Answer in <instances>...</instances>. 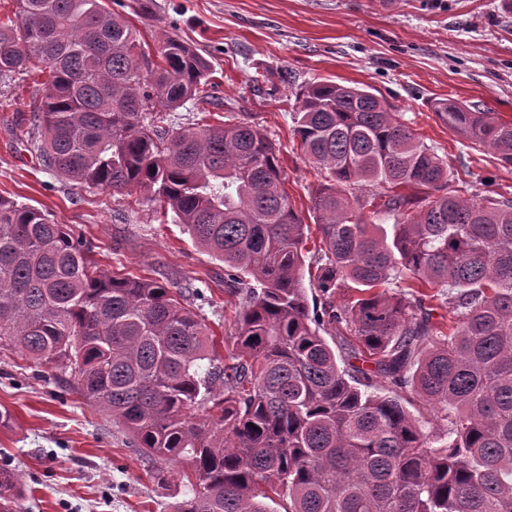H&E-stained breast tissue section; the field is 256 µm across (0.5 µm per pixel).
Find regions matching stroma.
Instances as JSON below:
<instances>
[{
  "instance_id": "35a3bbf8",
  "label": "stroma",
  "mask_w": 512,
  "mask_h": 512,
  "mask_svg": "<svg viewBox=\"0 0 512 512\" xmlns=\"http://www.w3.org/2000/svg\"><path fill=\"white\" fill-rule=\"evenodd\" d=\"M156 17L137 18L134 0L109 7L134 20L146 42L174 33L212 65L216 85L193 111L172 113L184 125L214 114L255 122L276 144L285 189L308 225L303 286L310 310L321 307L313 251L320 234L313 201L325 179L295 134L296 96L314 81L366 88L399 112L415 136L447 165L448 187L463 196L512 194V166L475 148L430 109L450 98L512 121V9L504 0H156ZM34 80L0 84V195L49 214L81 232L102 268L167 286L186 282L216 336L221 358L236 351L241 296L225 287L224 265L196 247L175 223L156 218L146 192L84 188L42 169L32 142L12 133L29 111ZM0 459L10 458L27 492L25 512H173L187 465L169 480L126 445L125 433L77 393L58 367L42 375L21 354L0 350Z\"/></svg>"
}]
</instances>
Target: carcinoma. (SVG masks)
<instances>
[{
	"mask_svg": "<svg viewBox=\"0 0 512 512\" xmlns=\"http://www.w3.org/2000/svg\"><path fill=\"white\" fill-rule=\"evenodd\" d=\"M15 4L0 20V79L48 71L16 123L20 138L40 134L39 165L151 194L245 296L238 354L223 363L185 291L104 270L75 229L0 196V349L37 375L68 373L159 464L156 478L189 465L174 512H272L275 496L288 512H512V199L445 191L443 160L386 101L307 85L295 132L328 172L314 201L324 302L312 317L306 225L268 136L251 121L172 125L169 112L206 94L209 61L166 33L149 47L105 0ZM436 111L512 166V123L454 99ZM360 183L380 192L357 195ZM380 212L393 233L375 223ZM348 283L358 298L335 302ZM426 288L448 289L446 334ZM408 394L447 410L445 436L422 432ZM23 497L1 462L0 512H21Z\"/></svg>",
	"mask_w": 512,
	"mask_h": 512,
	"instance_id": "cac0c4a2",
	"label": "carcinoma"
}]
</instances>
